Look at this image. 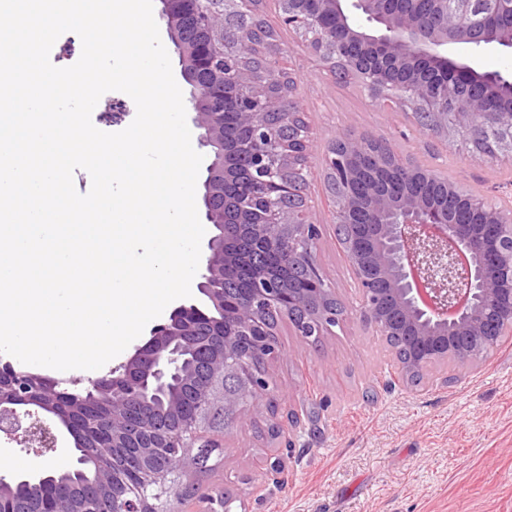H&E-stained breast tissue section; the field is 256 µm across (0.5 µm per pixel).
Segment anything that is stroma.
<instances>
[{"mask_svg": "<svg viewBox=\"0 0 512 512\" xmlns=\"http://www.w3.org/2000/svg\"><path fill=\"white\" fill-rule=\"evenodd\" d=\"M259 10L277 26V66L294 81L311 133L305 207L321 226L318 262L344 306L354 301L357 282L328 222L323 150L336 135H385L400 158L512 203V157L478 156L456 138L428 150L404 111L377 106L355 81L336 82L292 30L277 25L276 0H262ZM114 105L123 110L117 120L110 114ZM135 115L127 94L110 91L91 119L114 133ZM276 332L281 355L266 371L278 387L279 415L298 413V425L270 438L261 405L220 429L221 460L193 477L195 491L177 512H211L227 495L231 512H512V339L480 371L456 369L455 381L445 386L430 372L419 385L403 387L391 383V353L354 316L316 348L288 321H280ZM49 426L58 438L55 452L40 456L1 438L0 454L67 464L72 440L57 421ZM276 458L283 471L273 479L266 468Z\"/></svg>", "mask_w": 512, "mask_h": 512, "instance_id": "35a3bbf8", "label": "stroma"}]
</instances>
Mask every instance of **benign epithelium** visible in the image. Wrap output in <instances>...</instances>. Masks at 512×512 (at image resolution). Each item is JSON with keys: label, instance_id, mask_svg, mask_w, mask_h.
Segmentation results:
<instances>
[{"label": "benign epithelium", "instance_id": "benign-epithelium-1", "mask_svg": "<svg viewBox=\"0 0 512 512\" xmlns=\"http://www.w3.org/2000/svg\"><path fill=\"white\" fill-rule=\"evenodd\" d=\"M470 0H455L443 20L428 23L417 14L385 7V0H277L279 23L292 29L333 76L353 77L371 99L411 109L418 127L428 125L427 137H447L452 122L470 132L473 116L486 117L487 135H512V117L496 123L487 105L503 86L512 82L489 75L477 90L471 86L475 69L465 59L453 57L462 45L496 42L512 47V32L499 36L470 27L459 7ZM172 52L189 86L190 121L198 130L197 148L206 150L210 163L199 190L206 223L216 229L205 246V262L196 282L209 308L218 310L224 354L210 365V379L194 419L177 428L136 438L119 411L112 416V447L168 448L173 464L156 470L141 464L140 482L125 488L112 501V512H168L167 504L182 493L180 478L192 474L190 448L204 428L206 409L219 401L224 411L238 415L247 406L275 401L277 385L264 370L280 356L275 331L262 327L270 312L293 324L300 336L315 345L342 324L345 314L330 308V288L316 259L319 225L296 224L284 196L304 199L307 183L309 128L294 82L276 73L280 47L275 39L252 38L238 27L251 25L259 15L260 0H160ZM375 24L357 26L353 11ZM448 68L452 77L440 84L431 77L436 66ZM235 88L238 124L234 133L224 129V108L214 103L224 98V84ZM377 149L384 157L395 153L390 142L373 133L341 138L324 151L326 179L331 197V223L351 263L360 297L351 312L379 336H404L412 351L399 363L403 374L429 368L441 372L448 384V363L479 367L497 347L499 337L512 336V206L467 193L472 207L490 218L482 233L471 224H453L414 198L397 205H374L376 215L395 211L388 220L373 225L372 247L365 254L353 250L343 231L351 227L355 200L339 194L336 184L352 178L348 164L355 153ZM249 175L246 190L227 195L233 174ZM258 232L271 242H281L290 257L306 265L315 288L303 297L270 285L257 271V287L245 299L217 290L211 283L228 280L238 261L235 239ZM389 281L388 296L380 283ZM206 313L193 302L176 306L168 320L154 325L150 338L134 348L123 365L144 375L140 382L126 374L103 375L88 380L83 391L92 395L102 388L112 391L118 404L138 406L167 390L169 379L180 375L179 353L196 336V321ZM10 381L9 400L0 399V436L27 446L54 449L57 437L32 406V384L40 375L0 366Z\"/></svg>", "mask_w": 512, "mask_h": 512}]
</instances>
